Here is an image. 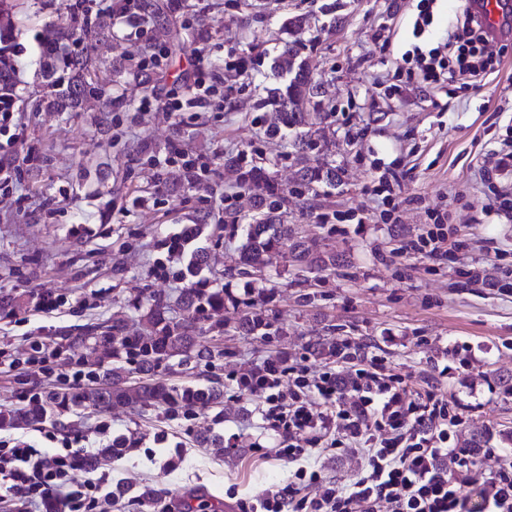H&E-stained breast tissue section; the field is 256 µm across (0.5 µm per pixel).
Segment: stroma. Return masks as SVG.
<instances>
[{
	"instance_id": "35a3bbf8",
	"label": "stroma",
	"mask_w": 512,
	"mask_h": 512,
	"mask_svg": "<svg viewBox=\"0 0 512 512\" xmlns=\"http://www.w3.org/2000/svg\"><path fill=\"white\" fill-rule=\"evenodd\" d=\"M178 22L196 38L183 50L167 53L159 98H179L196 56L220 63L231 54L253 59L249 74L221 70L233 92L223 106L201 118L178 122L162 111L139 113L145 93L130 74L139 41L119 39L98 45L97 86L114 97L108 111L52 112L40 75L35 39L45 24L65 14V0H28L13 31L23 53L17 58L16 104L23 139L15 152L19 183L0 197V297L21 305L13 317L0 318V348L31 354L30 339L90 334L113 315L137 319L149 296L175 299L193 280L231 288L237 305L226 306L228 330L224 356L159 368L156 380L172 385L219 382L223 404L186 411L161 407L140 414L122 406L105 414L81 412L69 435L51 424L0 429V438H22L35 447L61 451L66 437L81 439L98 452L95 470H76L77 482L107 476L115 492L106 512H169L204 506L205 512H249L256 496L285 487L292 469L277 455L253 415V402L241 395L236 375L265 358L298 360L310 355L315 366L329 362L318 344L348 337L363 351L384 358L393 373L413 390L425 383L467 405L456 443L476 440L482 448H512V290L482 287L464 276L483 261L490 275L512 265V223L481 211L496 190L493 176L501 164L498 141L506 135L512 108V38L493 50L492 68L475 86L460 82L436 89L413 87L394 96L390 87L405 69L411 50L417 0H186ZM306 19L299 59L329 94L324 141L328 160L341 169L336 188L314 198L293 196L296 178L295 132L265 133L262 116L267 90L287 77L276 67L288 21ZM195 154L219 157L209 188L199 191L173 180L164 189L153 182L152 159H164L170 142ZM37 160L27 164V151ZM246 157L264 166L288 197V221L301 236L334 253L335 267L310 273L282 248L264 272L241 277L239 255L243 226L227 227L231 213L247 215L231 161ZM386 175L404 199L398 223H391L371 195L373 182ZM24 204H17V196ZM354 209L368 217L362 229L344 220ZM448 212V259L432 261L405 252L406 239ZM208 213L207 226L175 265L178 279H160L155 264L164 252L158 243L175 226ZM95 224L85 230L82 215ZM207 265L186 275L197 250ZM62 294L59 314L46 317L35 307L37 292ZM272 298L263 311L281 333L241 336L237 320L248 311L252 292ZM447 377L437 362L454 350ZM111 425L99 433L100 422ZM168 435L165 447L153 441ZM237 434L234 451L218 455L200 437ZM119 436L132 438L130 452L102 455ZM151 486L158 495L137 503L131 492Z\"/></svg>"
}]
</instances>
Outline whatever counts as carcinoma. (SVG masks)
Instances as JSON below:
<instances>
[{"instance_id": "obj_1", "label": "carcinoma", "mask_w": 512, "mask_h": 512, "mask_svg": "<svg viewBox=\"0 0 512 512\" xmlns=\"http://www.w3.org/2000/svg\"><path fill=\"white\" fill-rule=\"evenodd\" d=\"M19 7L20 0H0V31L12 28ZM141 8L170 43L183 41L182 32L169 20L168 0H146ZM84 25L89 27L94 39L109 38L106 24L85 12L81 26L52 22L46 26L47 36L40 39L39 63L49 88L46 106L55 112L74 111L90 93L99 100L105 97L101 89L92 86L95 58L91 48L65 50L67 43L82 41ZM297 58L296 42L283 43L277 67L288 74V82L270 90L269 103L274 111L265 113L264 122L270 137L291 129L300 130L294 142L299 165L294 193L303 197L322 185L336 184L338 173L327 160L309 156L322 139L321 105L326 89ZM15 96L13 60L8 51H0V97ZM237 183L248 196L249 211L253 212V222L247 225L246 241L241 249L243 273L269 267L287 244L291 245L296 261L310 271L321 272L336 265V255L303 240L295 225L282 221L281 208L288 199L265 168L257 165L239 168ZM228 302H237L228 289L195 283L184 289L174 306L161 296L152 297L138 319L139 329L134 335L126 318L114 317L92 345L86 344L83 336L69 337L67 346L85 350L83 358L94 368L93 382L78 392L61 384L22 407L0 409V428L36 426L48 418L65 428L67 416L80 408L105 413L123 405L144 412L164 405L220 403L223 393L215 387H176L154 379L131 382L129 371L118 361L133 363L136 370L149 374L173 360H183L194 348L200 333H224V306ZM237 329L246 335H273L271 324L257 314L242 316Z\"/></svg>"}]
</instances>
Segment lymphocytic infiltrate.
Returning a JSON list of instances; mask_svg holds the SVG:
<instances>
[{"mask_svg":"<svg viewBox=\"0 0 512 512\" xmlns=\"http://www.w3.org/2000/svg\"><path fill=\"white\" fill-rule=\"evenodd\" d=\"M487 45L470 5H463L443 46H413L418 84L441 86L452 67L477 81L487 66ZM217 93L213 65L200 59L185 99L150 105L200 113ZM236 383L253 399L262 429L279 437V456L295 465L287 486L268 490L253 512H512V452L487 449L498 466L488 485L473 482L470 474L483 462L454 441L463 421L460 402L434 387L413 393L401 377L385 373L381 359L349 339H337L332 362L321 368L306 356L292 363L268 358ZM350 449L367 465L349 482L324 476L311 464ZM89 455L84 447L49 454L17 438L2 440L0 494L18 512H42L50 501L57 512H89L96 498L112 500L108 478L75 483L73 473Z\"/></svg>","mask_w":512,"mask_h":512,"instance_id":"f902f5d3","label":"lymphocytic infiltrate"}]
</instances>
